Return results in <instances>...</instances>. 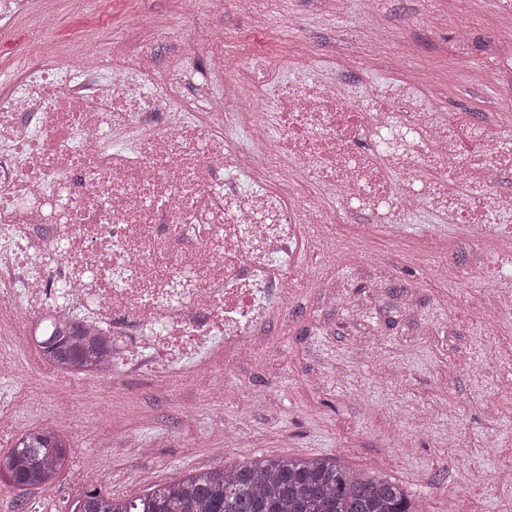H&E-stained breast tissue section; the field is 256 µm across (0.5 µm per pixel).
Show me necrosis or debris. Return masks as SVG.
<instances>
[{
  "label": "necrosis or debris",
  "instance_id": "obj_1",
  "mask_svg": "<svg viewBox=\"0 0 512 512\" xmlns=\"http://www.w3.org/2000/svg\"><path fill=\"white\" fill-rule=\"evenodd\" d=\"M487 47L498 111L480 120L436 104V78L418 86L362 81L347 93L308 54L254 61L223 30L160 38L202 48L215 71L159 62L151 44L86 40L48 64V11L8 62L0 89V401L29 383L28 401L54 410L31 378L53 373L39 337L77 325L106 353L77 376L76 407L96 418L121 383L145 378L200 402L231 398L224 374L244 350H275L274 335L299 296L341 304L311 251L371 264L374 235L401 240L421 213L448 225L415 251L440 286L455 277L448 244L501 243L471 262L500 319L512 320V0H496ZM357 224L345 244L337 225Z\"/></svg>",
  "mask_w": 512,
  "mask_h": 512
}]
</instances>
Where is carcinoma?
Segmentation results:
<instances>
[{
    "label": "carcinoma",
    "mask_w": 512,
    "mask_h": 512,
    "mask_svg": "<svg viewBox=\"0 0 512 512\" xmlns=\"http://www.w3.org/2000/svg\"><path fill=\"white\" fill-rule=\"evenodd\" d=\"M58 367L95 364L100 349L78 330L50 337ZM71 450L53 428L23 434L0 456V483L21 499L67 471ZM67 512H413L398 484L332 459L278 457L215 467L143 497H116L97 488L73 498Z\"/></svg>",
    "instance_id": "obj_1"
}]
</instances>
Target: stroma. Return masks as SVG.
Listing matches in <instances>:
<instances>
[{"mask_svg":"<svg viewBox=\"0 0 512 512\" xmlns=\"http://www.w3.org/2000/svg\"><path fill=\"white\" fill-rule=\"evenodd\" d=\"M71 2L33 0L34 9L50 3L62 14L55 41L78 31L103 39L118 34L132 50L151 38L150 29L133 24L136 16L185 30L217 23L250 36L268 55L323 59L333 53L334 33L351 34L356 24L313 17L310 0H288L270 37L252 32L233 0H215L182 22L172 0H102L101 11L88 16L73 13ZM383 9L385 49L404 60L400 80L414 81L423 62L447 72L449 97L468 112L496 111L494 84L481 79L477 59L457 53L448 33V0H438L432 14L423 0H383ZM431 229L424 215L405 225L404 248L377 239L382 260L375 265L311 256L345 295L346 307L302 296L285 318L278 355L237 356L224 376L233 398L205 405L190 388L174 397L133 379L93 424L54 420L74 460L96 464L92 487L134 497L258 456L314 455L397 482L415 512H512V480L504 478L512 473V325L487 308L463 254H454L460 273L445 289L435 287L434 272L405 260V248ZM411 294L418 303L409 310ZM260 392L275 408L255 407ZM228 418L243 424L238 447L204 445L205 432ZM133 434L139 447L127 445ZM473 470L483 481L469 482Z\"/></svg>","mask_w":512,"mask_h":512,"instance_id":"1","label":"stroma"}]
</instances>
